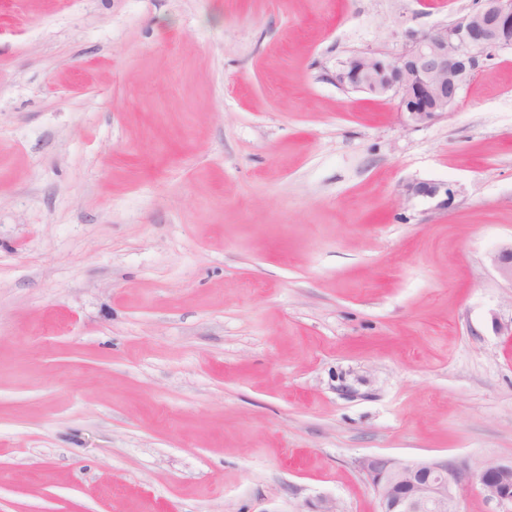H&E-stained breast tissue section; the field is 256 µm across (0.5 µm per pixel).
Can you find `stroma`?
I'll use <instances>...</instances> for the list:
<instances>
[{"label": "stroma", "mask_w": 512, "mask_h": 512, "mask_svg": "<svg viewBox=\"0 0 512 512\" xmlns=\"http://www.w3.org/2000/svg\"><path fill=\"white\" fill-rule=\"evenodd\" d=\"M477 7L0 0V512H377L364 458L512 461V48L427 125L331 79ZM405 193L407 196H427L430 198L443 196L444 198L440 204L448 207V203L452 201L456 191L448 183L416 182L406 185Z\"/></svg>", "instance_id": "35a3bbf8"}]
</instances>
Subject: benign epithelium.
I'll list each match as a JSON object with an SVG mask.
<instances>
[{
	"mask_svg": "<svg viewBox=\"0 0 512 512\" xmlns=\"http://www.w3.org/2000/svg\"><path fill=\"white\" fill-rule=\"evenodd\" d=\"M512 46V0H481L469 14L416 38L396 55L359 52L336 67L337 86L398 99L399 112L414 124L429 123L454 105L466 82L497 49ZM408 196L442 197L446 206L455 190L446 183L416 182ZM501 276L512 282V244L492 257ZM361 471L378 500V512H460L456 490L478 486L497 512H512V463L470 466L446 459L400 462L368 457Z\"/></svg>",
	"mask_w": 512,
	"mask_h": 512,
	"instance_id": "benign-epithelium-1",
	"label": "benign epithelium"
}]
</instances>
